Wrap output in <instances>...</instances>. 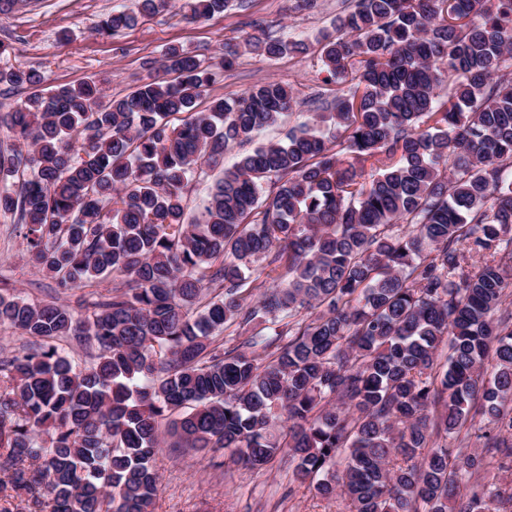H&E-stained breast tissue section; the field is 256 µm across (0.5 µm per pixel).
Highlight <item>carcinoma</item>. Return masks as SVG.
I'll use <instances>...</instances> for the list:
<instances>
[{
	"mask_svg": "<svg viewBox=\"0 0 512 512\" xmlns=\"http://www.w3.org/2000/svg\"><path fill=\"white\" fill-rule=\"evenodd\" d=\"M227 3L181 9L196 21ZM167 4L138 0L98 33ZM320 43L327 79L353 84L331 124L241 156L191 224L188 185L291 110L286 86L197 111L213 69L237 58L229 46L216 61L171 47L162 73L108 100L94 82L45 93L40 71L0 68V85L29 90L0 113L14 138L0 213L62 288L121 280L81 295L80 314L0 286V325L39 339L0 359L14 381L0 472L34 505L148 512L167 420L184 447L254 471L286 450L298 480L354 512L512 507L505 462L493 499L459 492L484 465L462 435L473 409L492 425L484 447L512 458V0H352ZM474 251L490 260L472 271ZM67 336L96 346L90 366Z\"/></svg>",
	"mask_w": 512,
	"mask_h": 512,
	"instance_id": "1",
	"label": "carcinoma"
}]
</instances>
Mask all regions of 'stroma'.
Here are the masks:
<instances>
[{
  "instance_id": "stroma-1",
  "label": "stroma",
  "mask_w": 512,
  "mask_h": 512,
  "mask_svg": "<svg viewBox=\"0 0 512 512\" xmlns=\"http://www.w3.org/2000/svg\"><path fill=\"white\" fill-rule=\"evenodd\" d=\"M182 2L170 0L134 28L108 36L97 32L101 21L135 8L137 0H18L11 12L0 15V42L13 48L0 58V68L39 70L53 87L92 81L105 95L120 97L154 74L168 47L208 58L236 46L240 52L234 65L217 69L198 109L207 111L210 98L239 94L268 80L283 83L293 92V108L283 126L257 133L259 143L313 123L317 113L330 111L336 96L347 92V85L327 81L317 39L347 11L350 0H230L223 13L195 23L183 19ZM262 31L305 40L309 49L272 60L243 49L248 35ZM25 248L11 216L0 214V282L33 303L57 297L76 303L78 291H63L57 280L29 264ZM154 468L158 492L152 512H352L347 499L321 498L295 480L294 464L284 453L256 472L221 452L164 448Z\"/></svg>"
}]
</instances>
